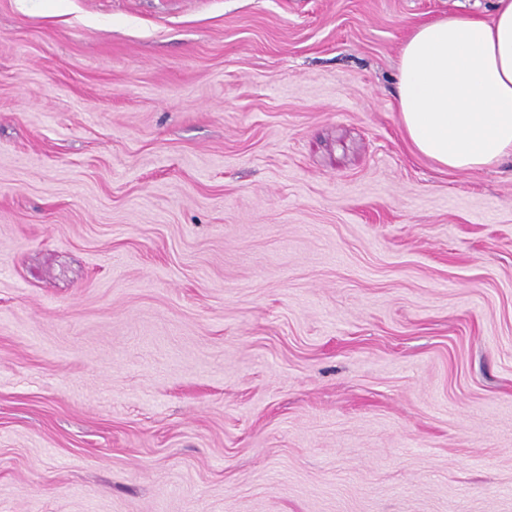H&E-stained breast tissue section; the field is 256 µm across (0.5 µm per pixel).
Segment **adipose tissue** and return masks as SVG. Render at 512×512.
<instances>
[{
    "label": "adipose tissue",
    "mask_w": 512,
    "mask_h": 512,
    "mask_svg": "<svg viewBox=\"0 0 512 512\" xmlns=\"http://www.w3.org/2000/svg\"><path fill=\"white\" fill-rule=\"evenodd\" d=\"M396 109L413 151L452 172L512 157V0L414 26L398 58Z\"/></svg>",
    "instance_id": "ef3b65f1"
}]
</instances>
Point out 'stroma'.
I'll list each match as a JSON object with an SVG mask.
<instances>
[{
  "mask_svg": "<svg viewBox=\"0 0 512 512\" xmlns=\"http://www.w3.org/2000/svg\"><path fill=\"white\" fill-rule=\"evenodd\" d=\"M491 0H0V512H512V158L395 110Z\"/></svg>",
  "mask_w": 512,
  "mask_h": 512,
  "instance_id": "obj_1",
  "label": "stroma"
}]
</instances>
